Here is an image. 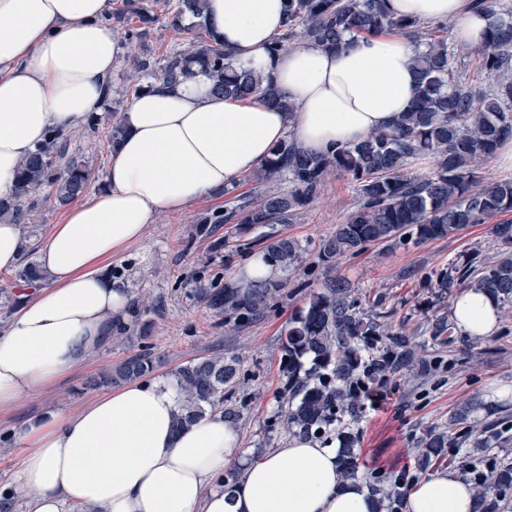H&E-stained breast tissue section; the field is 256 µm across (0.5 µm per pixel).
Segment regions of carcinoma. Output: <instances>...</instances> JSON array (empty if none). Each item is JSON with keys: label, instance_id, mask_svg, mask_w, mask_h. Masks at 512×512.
<instances>
[{"label": "carcinoma", "instance_id": "carcinoma-1", "mask_svg": "<svg viewBox=\"0 0 512 512\" xmlns=\"http://www.w3.org/2000/svg\"><path fill=\"white\" fill-rule=\"evenodd\" d=\"M475 2L478 10L498 17L479 49L478 69L492 81L491 90L460 73L461 64L448 47L446 23L421 25L394 17L386 10L385 0H287L286 28L273 39L269 54L296 41L336 48L348 37L396 32L421 46L414 59L419 94L391 129L321 156L303 155L292 141L283 139L266 163L245 178L259 184L258 197L237 195L234 186L224 189V195L237 204L202 214L197 233L206 236L210 225L232 221L248 229L283 222L313 205L326 180L339 172L351 177L356 205L319 245L318 259L328 265L372 246L405 248L512 212V181L483 185L477 176L479 165L512 137V0ZM155 4L163 5L169 25L186 34V39L160 59L148 51L139 55L126 93L135 95L156 82L187 79L196 66L208 74L218 94H258L285 112L294 111L291 103L277 95L271 77L234 65L232 53L214 39L204 21L206 0H155L153 4L122 0L108 20L112 27L124 29L126 40L142 46L158 20ZM71 140L72 135L51 130L21 162L17 191L0 199V221L18 224L32 235L36 232L33 216L44 200L52 198L66 206L94 188V171L71 150ZM426 158L434 162L429 174L409 173L414 162ZM282 178L288 181L286 189L281 186ZM490 234L499 246L495 255L472 252L434 274L430 285L438 297L478 287L496 297L502 308H512V220L491 225ZM265 242V251L282 269L298 267L303 253L298 241L269 234ZM18 279L37 283L44 280V273L36 263L28 262ZM283 287V280L270 279L243 290L229 280L222 288L202 285L200 290L210 308L233 316L243 328L265 315ZM454 330L448 318L439 317L430 333L443 344ZM279 348L288 395L276 420L294 435L336 436L343 475L355 479L357 435L351 425L362 414L370 394L423 363L419 345L402 326L389 320L383 297L365 303L346 279L328 277L291 316ZM239 366L233 355H209L178 367L173 377L184 400L176 425L184 428L224 404V390L234 386ZM153 368L151 356L134 355L115 372L90 380L87 387L134 381ZM450 423L462 429L434 430L421 440L423 469L447 457L448 449L461 447L475 431L482 436L476 442L479 448H490L499 439L495 424L476 430L468 425L465 411L452 416ZM474 468L479 472L475 487L482 512H497L499 498L512 489V462L497 459L487 469L479 461ZM409 483L405 472L389 477L376 473L366 481L379 504L378 512H401Z\"/></svg>", "mask_w": 512, "mask_h": 512}]
</instances>
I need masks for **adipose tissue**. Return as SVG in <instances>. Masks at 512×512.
Returning <instances> with one entry per match:
<instances>
[{"label":"adipose tissue","instance_id":"adipose-tissue-1","mask_svg":"<svg viewBox=\"0 0 512 512\" xmlns=\"http://www.w3.org/2000/svg\"><path fill=\"white\" fill-rule=\"evenodd\" d=\"M388 12L445 21L465 49L494 23L472 0H386ZM112 0H0V198L16 190L19 161L49 130L72 132L101 111L122 53L104 22ZM283 0H208V22L236 66L270 74L288 113L260 95H217L203 73L156 83L122 114L102 188L89 191L39 249L48 281L0 327V413L78 365L132 315L131 293L109 272L162 214L234 186L291 138L323 154L393 127L419 91L415 44L403 35L338 49L301 42L269 56ZM450 315L466 335L492 336L498 302L470 288ZM175 383L141 379L112 388L74 414L28 418L15 474L26 512H377L362 482L343 479L335 444L292 436L245 457L223 410L177 428ZM405 512H478L474 491L446 471L420 475Z\"/></svg>","mask_w":512,"mask_h":512}]
</instances>
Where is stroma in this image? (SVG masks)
I'll use <instances>...</instances> for the list:
<instances>
[{
	"mask_svg": "<svg viewBox=\"0 0 512 512\" xmlns=\"http://www.w3.org/2000/svg\"><path fill=\"white\" fill-rule=\"evenodd\" d=\"M224 201L219 192L202 197L185 211L162 215L158 223L149 225L139 244L113 260V273L127 280L133 297L147 298L150 309L130 319L126 339H104L52 386L30 394L14 411L0 414L1 490H16L13 477L27 452L17 438L21 423L49 407L78 411L97 396L83 387L88 377L137 354L158 357L153 375L162 379L198 357L216 352L238 357L237 385L225 394L224 403L241 411L240 446L251 459L280 447L286 432L274 416L287 378L281 371L279 339L289 317L329 274L347 279L367 298L386 295L393 323L405 325L424 345L425 355L443 361L437 374L413 371L389 380L383 408L366 407L354 423L364 474L416 470L423 433L448 427L451 416L463 410L474 423L497 422L500 440L492 454L512 457V397L494 404L486 400L492 390L512 387V309L501 310L496 332L484 339L458 332L442 345L429 333L431 319L449 314L452 304L448 298L436 299L427 286L429 274L473 250L495 252L488 225L475 224L445 238L395 250L376 246L327 266L317 258L319 243L355 205L346 175L331 176L318 201L288 223L246 233L236 225L219 224L210 236L195 235L199 215L223 208ZM270 231L298 240L303 260L298 269L287 272L279 303L239 330L209 309L198 285L223 287L238 266L263 250L262 240Z\"/></svg>",
	"mask_w": 512,
	"mask_h": 512,
	"instance_id": "35a3bbf8",
	"label": "stroma"
}]
</instances>
